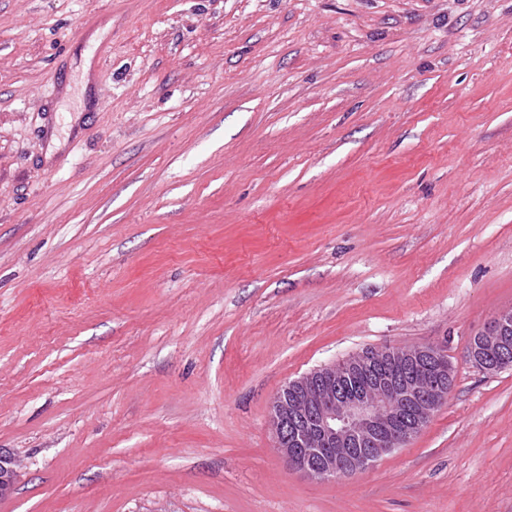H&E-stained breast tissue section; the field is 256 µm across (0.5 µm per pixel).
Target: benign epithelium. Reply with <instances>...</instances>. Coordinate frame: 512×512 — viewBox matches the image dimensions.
<instances>
[{
	"mask_svg": "<svg viewBox=\"0 0 512 512\" xmlns=\"http://www.w3.org/2000/svg\"><path fill=\"white\" fill-rule=\"evenodd\" d=\"M469 354L487 373L512 366V314L500 312L472 337ZM384 358L430 363V374L380 379L367 394L341 395L347 372ZM454 385L448 357L439 347L407 350L366 348L322 365L291 381L273 398L269 425L274 449L292 469L331 479L355 474L416 436L447 401ZM298 400L288 399V394ZM20 471L15 456L0 449V495L14 488Z\"/></svg>",
	"mask_w": 512,
	"mask_h": 512,
	"instance_id": "obj_1",
	"label": "benign epithelium"
}]
</instances>
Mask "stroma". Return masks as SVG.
I'll use <instances>...</instances> for the list:
<instances>
[{
	"instance_id": "1",
	"label": "stroma",
	"mask_w": 512,
	"mask_h": 512,
	"mask_svg": "<svg viewBox=\"0 0 512 512\" xmlns=\"http://www.w3.org/2000/svg\"><path fill=\"white\" fill-rule=\"evenodd\" d=\"M512 0H0V512H512ZM440 347L353 475L288 381ZM469 354L475 365L487 373L511 367L512 314L499 312L472 337ZM384 358L434 368L431 374L379 379L368 395H341L342 376ZM452 376L447 355L431 344L407 350L365 348L322 365L290 381L273 398L269 425L274 449L290 469L308 477L358 473L421 431L446 403ZM288 392L299 401L288 400ZM19 476L20 471L15 456L0 448V495L10 493Z\"/></svg>"
}]
</instances>
